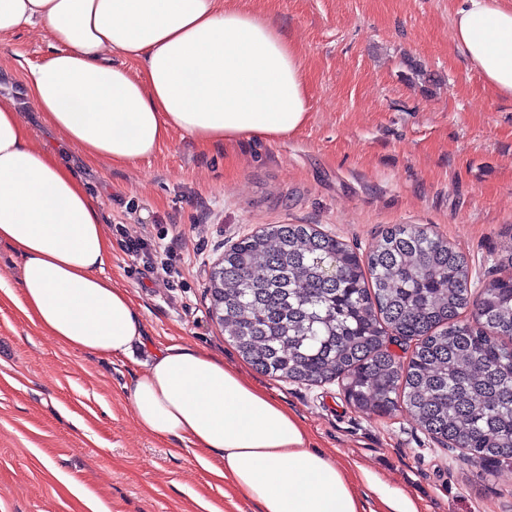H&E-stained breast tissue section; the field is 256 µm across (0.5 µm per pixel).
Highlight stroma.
<instances>
[{
	"label": "stroma",
	"instance_id": "1",
	"mask_svg": "<svg viewBox=\"0 0 512 512\" xmlns=\"http://www.w3.org/2000/svg\"><path fill=\"white\" fill-rule=\"evenodd\" d=\"M270 15L295 40L310 94L307 122L277 140L210 149L176 131L149 159L86 171L112 240L108 275L143 309L155 348L200 347L273 394L336 461L420 512H512V464L484 468L443 447L404 411L349 406L338 384L257 371L210 313L225 249L268 224H315L359 254L387 228L422 224L467 257L471 289L498 276L512 243V99L485 87L453 43L460 0H224ZM51 52L28 30L0 40V88L19 92ZM167 248L150 267L131 243ZM144 357L100 359L48 337L0 300V512H255L204 469L206 450L141 431L124 387Z\"/></svg>",
	"mask_w": 512,
	"mask_h": 512
}]
</instances>
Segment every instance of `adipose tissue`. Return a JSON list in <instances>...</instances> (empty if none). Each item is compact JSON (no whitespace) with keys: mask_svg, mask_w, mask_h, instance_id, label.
I'll return each instance as SVG.
<instances>
[{"mask_svg":"<svg viewBox=\"0 0 512 512\" xmlns=\"http://www.w3.org/2000/svg\"><path fill=\"white\" fill-rule=\"evenodd\" d=\"M43 30L52 53L26 96L88 163L132 165L170 134L211 147L283 138L307 120L298 48L265 14L224 0H0V36ZM457 50L512 97V0H464ZM0 246L20 259L1 294L67 349L103 358L148 352L125 387L137 425L215 453L216 475L257 512H366L349 464L312 447L306 426L239 369L191 345L149 350L143 314L106 273L112 241L97 199L56 152L35 146L0 95Z\"/></svg>","mask_w":512,"mask_h":512,"instance_id":"1","label":"adipose tissue"}]
</instances>
